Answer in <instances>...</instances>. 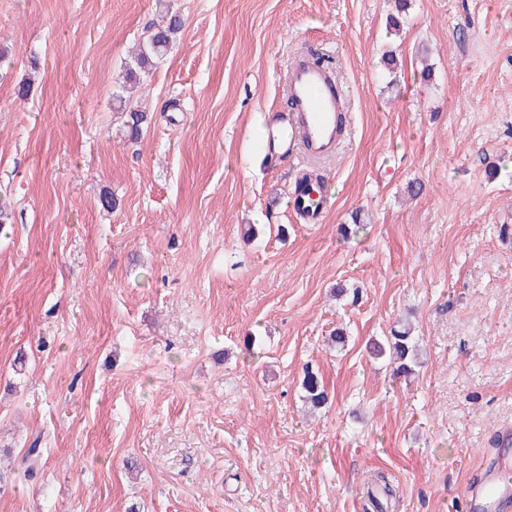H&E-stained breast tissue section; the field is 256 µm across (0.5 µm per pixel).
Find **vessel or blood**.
<instances>
[{
  "mask_svg": "<svg viewBox=\"0 0 512 512\" xmlns=\"http://www.w3.org/2000/svg\"><path fill=\"white\" fill-rule=\"evenodd\" d=\"M287 91L292 109L284 116V126L269 128L268 148L285 144L286 155L305 161L334 157L344 134L341 119L347 103L332 71L309 55L299 54L288 69ZM324 205V200L313 194L293 201L292 208L304 223L318 224ZM497 452L502 466L476 474L465 487L472 512H512V468L504 464L512 456L511 430L500 433Z\"/></svg>",
  "mask_w": 512,
  "mask_h": 512,
  "instance_id": "b4317fda",
  "label": "vessel or blood"
}]
</instances>
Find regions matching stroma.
<instances>
[{"label": "stroma", "mask_w": 512, "mask_h": 512, "mask_svg": "<svg viewBox=\"0 0 512 512\" xmlns=\"http://www.w3.org/2000/svg\"><path fill=\"white\" fill-rule=\"evenodd\" d=\"M392 8L0 0V512H467L512 428V0ZM302 47L348 106L315 226L263 149ZM406 319L408 378L370 352ZM182 26L181 17L170 14L164 24L149 27V35L139 43L132 61L128 64L126 78H136L138 71L149 73L169 52ZM301 385L306 400L313 407H320L327 403L328 393L316 373L309 371V369L306 370Z\"/></svg>", "instance_id": "stroma-1"}]
</instances>
